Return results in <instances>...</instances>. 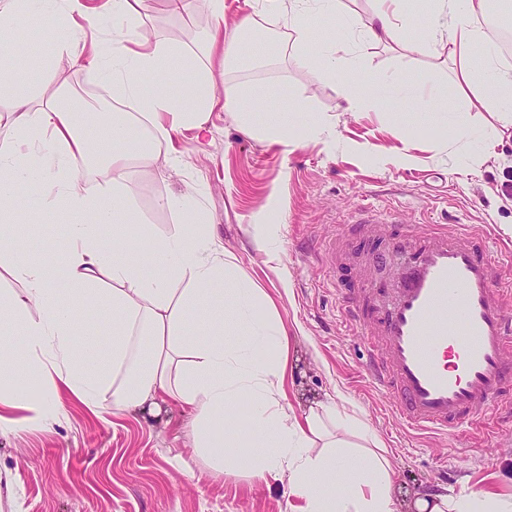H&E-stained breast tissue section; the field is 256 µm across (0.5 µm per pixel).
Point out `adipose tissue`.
I'll list each match as a JSON object with an SVG mask.
<instances>
[{
  "label": "adipose tissue",
  "mask_w": 512,
  "mask_h": 512,
  "mask_svg": "<svg viewBox=\"0 0 512 512\" xmlns=\"http://www.w3.org/2000/svg\"><path fill=\"white\" fill-rule=\"evenodd\" d=\"M0 0V219L24 210L30 221L67 215L61 265L34 263L0 231V432L46 430L63 399L98 419L169 399L188 406L192 456L213 475L237 474L256 485L285 484L290 512H398L395 471L380 441L351 416L343 398L296 412L285 389L289 336L274 299L231 259L216 237L196 187L158 200L177 216L157 231L135 205L129 184L143 169L175 162L183 131L211 134L215 107L252 137L288 146L300 104L267 106L261 89L218 88L216 74L252 60L250 34L261 17L282 20L299 57L321 70L348 110L391 112L387 77L368 69L345 77L357 51L384 43L409 50L401 21L410 0H373L370 11L344 12L343 0H254L251 15L224 21V0H204L209 23L196 47L154 36L142 19L150 0H104L94 10L70 0ZM489 0H430L423 20L428 48L447 47L460 90L512 127V67L503 65L480 25ZM110 15L112 42L87 40L85 22ZM344 23H337V15ZM51 23L46 65L67 57L112 90V107L95 113L66 104V86L35 94L19 89L18 72L34 59L12 40L18 22ZM268 110L267 122L255 120ZM96 137H88L87 127ZM28 184L32 202L16 189ZM160 272L149 275L146 263ZM112 325L107 355L79 337L86 309ZM232 318L242 338L224 341ZM191 456V457H192ZM419 512H512V496L487 490L438 494Z\"/></svg>",
  "instance_id": "adipose-tissue-1"
}]
</instances>
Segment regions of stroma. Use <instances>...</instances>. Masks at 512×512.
<instances>
[{
    "label": "stroma",
    "instance_id": "obj_1",
    "mask_svg": "<svg viewBox=\"0 0 512 512\" xmlns=\"http://www.w3.org/2000/svg\"><path fill=\"white\" fill-rule=\"evenodd\" d=\"M206 22L202 0L179 15L168 12L166 0H153L144 20L153 33L189 45ZM403 26L416 50L367 48L353 75L379 70L400 84L414 73L436 72L437 93L453 108L447 122L410 99L394 112L346 110L320 70L284 55L285 29L266 19L264 39L253 44L258 63L231 68L226 83L265 88L277 102L304 103L299 124L322 118L325 129L284 148L244 134L230 113L214 110L212 134L200 141L178 137L179 163L139 173L132 197L164 230L175 217L158 208V199L198 187L225 250L273 296L288 329V402L300 412L341 394L349 413L390 452L399 512H416L418 498L446 489L512 495V422L498 418L487 438L468 429L448 436L407 431L366 376V340L343 326L313 251L361 203L400 204L408 221L427 216L486 224L497 249L508 251L512 129L499 127L474 94L458 89L446 51L419 50V10ZM260 218L279 227L273 251L257 246ZM190 419L187 407L168 401L103 422L69 401L51 429L2 433L0 466L11 469L13 490L0 492V512H289L281 485L260 487L234 474L217 478L200 461L190 476L174 469L173 454H192Z\"/></svg>",
    "mask_w": 512,
    "mask_h": 512
}]
</instances>
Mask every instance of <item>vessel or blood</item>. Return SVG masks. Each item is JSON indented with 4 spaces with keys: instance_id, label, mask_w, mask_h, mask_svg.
I'll use <instances>...</instances> for the list:
<instances>
[{
    "instance_id": "obj_1",
    "label": "vessel or blood",
    "mask_w": 512,
    "mask_h": 512,
    "mask_svg": "<svg viewBox=\"0 0 512 512\" xmlns=\"http://www.w3.org/2000/svg\"><path fill=\"white\" fill-rule=\"evenodd\" d=\"M352 225V284L340 275L342 238L315 255L343 322L369 344L368 377L404 426L445 435L488 409L512 412V274L485 227L388 221L370 204Z\"/></svg>"
}]
</instances>
